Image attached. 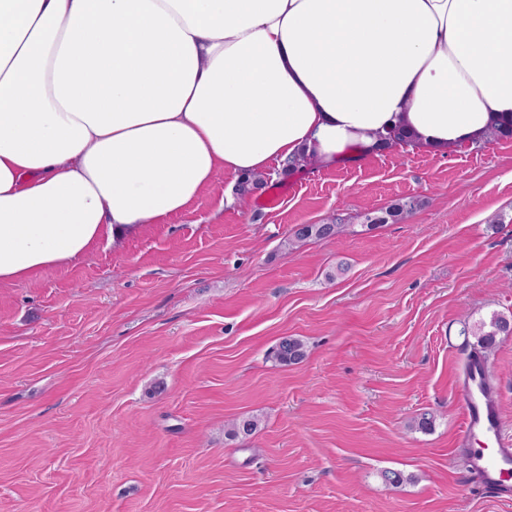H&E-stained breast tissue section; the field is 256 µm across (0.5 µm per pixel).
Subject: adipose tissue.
<instances>
[{
    "instance_id": "ef3b65f1",
    "label": "adipose tissue",
    "mask_w": 512,
    "mask_h": 512,
    "mask_svg": "<svg viewBox=\"0 0 512 512\" xmlns=\"http://www.w3.org/2000/svg\"><path fill=\"white\" fill-rule=\"evenodd\" d=\"M396 126L433 155L512 127V0H0V282Z\"/></svg>"
}]
</instances>
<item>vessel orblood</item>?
Listing matches in <instances>:
<instances>
[{"instance_id": "obj_1", "label": "vessel or blood", "mask_w": 512, "mask_h": 512, "mask_svg": "<svg viewBox=\"0 0 512 512\" xmlns=\"http://www.w3.org/2000/svg\"><path fill=\"white\" fill-rule=\"evenodd\" d=\"M490 376L487 360L468 355L457 389L461 423L456 443L469 457L478 488L491 498L511 502L512 440L504 435L502 412Z\"/></svg>"}]
</instances>
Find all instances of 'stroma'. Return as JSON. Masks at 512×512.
Here are the masks:
<instances>
[{
  "label": "stroma",
  "instance_id": "1",
  "mask_svg": "<svg viewBox=\"0 0 512 512\" xmlns=\"http://www.w3.org/2000/svg\"><path fill=\"white\" fill-rule=\"evenodd\" d=\"M262 180L0 282V512H512L454 448L462 326L512 313V139ZM336 216L352 232L289 248ZM286 335L302 362L273 359ZM488 359L512 433V335ZM418 204V201L413 198L398 201L391 207H389L383 215H367L365 217V223L362 226L371 230L380 224H387L388 220L397 221L407 216Z\"/></svg>",
  "mask_w": 512,
  "mask_h": 512
}]
</instances>
